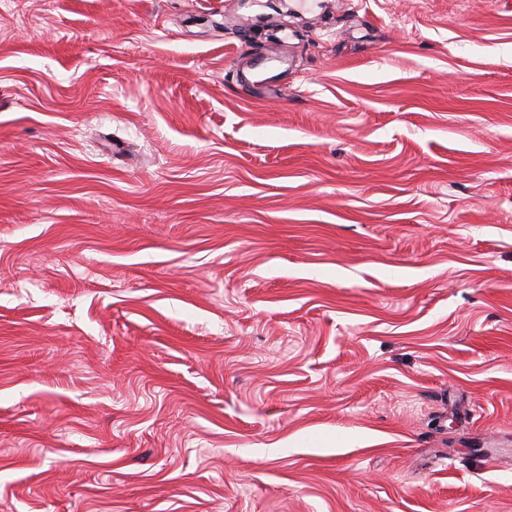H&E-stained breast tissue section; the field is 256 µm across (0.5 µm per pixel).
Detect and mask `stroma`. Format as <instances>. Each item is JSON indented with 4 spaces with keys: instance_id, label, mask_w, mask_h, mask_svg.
Segmentation results:
<instances>
[{
    "instance_id": "35a3bbf8",
    "label": "stroma",
    "mask_w": 512,
    "mask_h": 512,
    "mask_svg": "<svg viewBox=\"0 0 512 512\" xmlns=\"http://www.w3.org/2000/svg\"><path fill=\"white\" fill-rule=\"evenodd\" d=\"M0 512H512V0H0Z\"/></svg>"
}]
</instances>
